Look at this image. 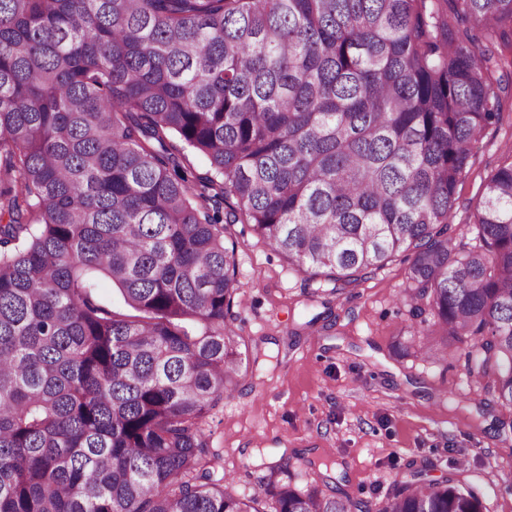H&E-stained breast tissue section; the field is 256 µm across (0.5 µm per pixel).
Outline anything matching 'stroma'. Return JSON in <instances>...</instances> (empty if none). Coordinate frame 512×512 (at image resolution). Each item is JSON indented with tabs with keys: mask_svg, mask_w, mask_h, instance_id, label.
Returning a JSON list of instances; mask_svg holds the SVG:
<instances>
[{
	"mask_svg": "<svg viewBox=\"0 0 512 512\" xmlns=\"http://www.w3.org/2000/svg\"><path fill=\"white\" fill-rule=\"evenodd\" d=\"M512 155V94L473 150L451 234L477 242L482 182ZM240 287L234 330L258 365L204 423L227 492L259 491L261 462L288 458L294 483H319L324 457L352 498L376 504L410 469L471 487L484 512H512V409L470 373L464 347L434 363L405 348L413 321L400 256L334 294L273 251L251 225L231 228Z\"/></svg>",
	"mask_w": 512,
	"mask_h": 512,
	"instance_id": "1",
	"label": "stroma"
}]
</instances>
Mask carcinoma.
Returning a JSON list of instances; mask_svg holds the SVG:
<instances>
[{"instance_id":"1","label":"carcinoma","mask_w":512,"mask_h":512,"mask_svg":"<svg viewBox=\"0 0 512 512\" xmlns=\"http://www.w3.org/2000/svg\"><path fill=\"white\" fill-rule=\"evenodd\" d=\"M509 51L512 0H0V512H483L286 458L234 496L202 423L247 373L239 223L336 293L410 255L416 353L467 344L512 409V159L448 235Z\"/></svg>"}]
</instances>
